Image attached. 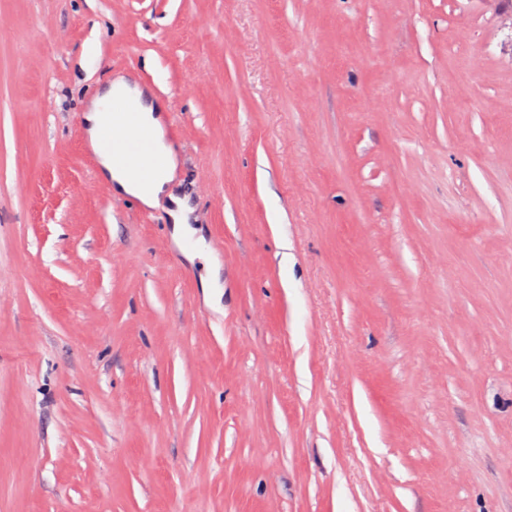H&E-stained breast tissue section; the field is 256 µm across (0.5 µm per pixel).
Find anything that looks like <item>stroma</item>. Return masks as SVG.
I'll use <instances>...</instances> for the list:
<instances>
[{
    "mask_svg": "<svg viewBox=\"0 0 512 512\" xmlns=\"http://www.w3.org/2000/svg\"><path fill=\"white\" fill-rule=\"evenodd\" d=\"M0 512H512L507 0H0ZM123 87L124 83L118 81L111 85L107 93L95 98L92 102L85 118L89 129L90 145L101 158V165L107 177L115 183L118 190L138 199L143 204H150L163 190L164 181L142 185L126 170L112 162L113 157L143 181L154 180L166 173L158 160L153 133L141 125L139 114L131 110L126 98L112 99V91ZM111 102L114 116H119L120 119L114 120L112 130L103 138L111 121V113L106 112ZM102 138L104 139L103 148L112 154V157L101 151Z\"/></svg>",
    "mask_w": 512,
    "mask_h": 512,
    "instance_id": "1",
    "label": "stroma"
}]
</instances>
